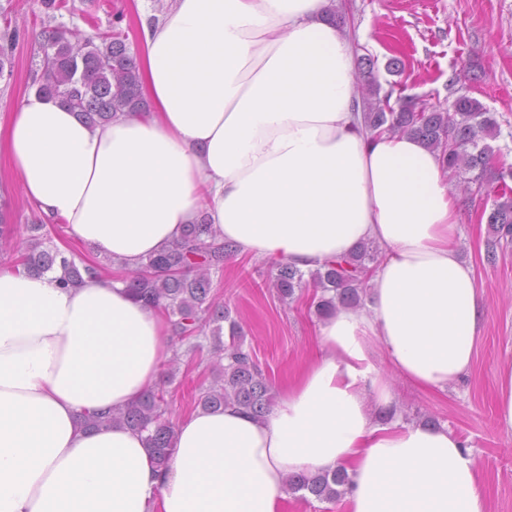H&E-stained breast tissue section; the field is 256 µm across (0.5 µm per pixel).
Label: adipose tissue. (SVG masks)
<instances>
[{
  "label": "adipose tissue",
  "mask_w": 512,
  "mask_h": 512,
  "mask_svg": "<svg viewBox=\"0 0 512 512\" xmlns=\"http://www.w3.org/2000/svg\"><path fill=\"white\" fill-rule=\"evenodd\" d=\"M337 0H173L140 15L151 111L94 126L28 94L0 153L43 219L132 271L207 215L240 254L307 271L375 244L364 306L341 308L264 416L232 403L174 424L165 466L143 433L86 429L155 388L170 327L116 278L0 266V512H283L288 474L344 467L343 512H490L448 428L399 419L374 363L427 391L471 370L483 311L453 242L437 152L369 135Z\"/></svg>",
  "instance_id": "1"
}]
</instances>
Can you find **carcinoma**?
Listing matches in <instances>:
<instances>
[{
  "mask_svg": "<svg viewBox=\"0 0 512 512\" xmlns=\"http://www.w3.org/2000/svg\"><path fill=\"white\" fill-rule=\"evenodd\" d=\"M42 67L35 80L39 92L61 98L89 124L104 123L119 112H148L142 95L135 56L119 37H103L95 44L90 37L63 27L40 33ZM362 79L370 98L363 109V123L369 132L409 133L422 139L439 152L448 171L468 175L467 187L491 201L487 224L489 245L512 243V167L491 166L495 139L500 126L495 113L478 100L466 95L457 97L451 111L428 108L410 98H398L390 105L391 94L379 96L371 60L363 61ZM45 224L29 226L31 235L19 255V265L30 273H41L61 263L62 284H76L83 276L96 275L102 264L82 267L56 250L43 248L40 231ZM232 249L218 241L207 218L187 226L181 241L169 250L149 256L138 270L124 279L133 294L166 315L172 325L171 345L188 342L205 326L211 327L216 360V380L199 389L198 404L218 408L233 403L245 412L261 417L273 405L270 386L243 344V336L229 311L215 302L212 275L223 271ZM375 260L373 248L365 244L352 255L332 261L322 271L312 274L314 288L321 291L312 301L317 315L326 318L340 306H360L364 285ZM270 283L283 301L294 298L306 282L302 272L286 263L271 270ZM230 321V342L223 340L222 322ZM168 402L163 388L146 392L134 404L118 412L95 413L83 417L88 427L122 423L146 433L159 464L167 462L171 451L173 422L167 416ZM346 470L315 474H290L285 479L288 492H305L321 501L341 498L339 488L348 485Z\"/></svg>",
  "mask_w": 512,
  "mask_h": 512,
  "instance_id": "cac0c4a2",
  "label": "carcinoma"
}]
</instances>
